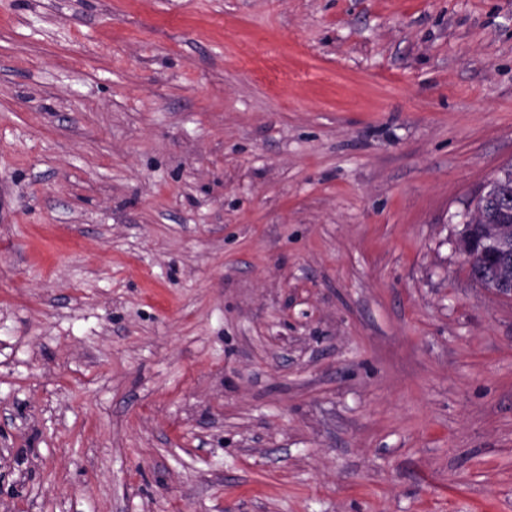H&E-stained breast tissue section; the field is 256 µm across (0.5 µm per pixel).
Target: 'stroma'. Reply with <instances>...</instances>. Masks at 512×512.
Masks as SVG:
<instances>
[{
    "instance_id": "35a3bbf8",
    "label": "stroma",
    "mask_w": 512,
    "mask_h": 512,
    "mask_svg": "<svg viewBox=\"0 0 512 512\" xmlns=\"http://www.w3.org/2000/svg\"><path fill=\"white\" fill-rule=\"evenodd\" d=\"M512 0H0V512H512ZM476 212L479 213L477 224H493L487 241L497 246L501 253L512 250V163L493 179L489 196H479ZM470 278L487 290L512 289V256L511 259L488 257L481 263L469 266Z\"/></svg>"
}]
</instances>
